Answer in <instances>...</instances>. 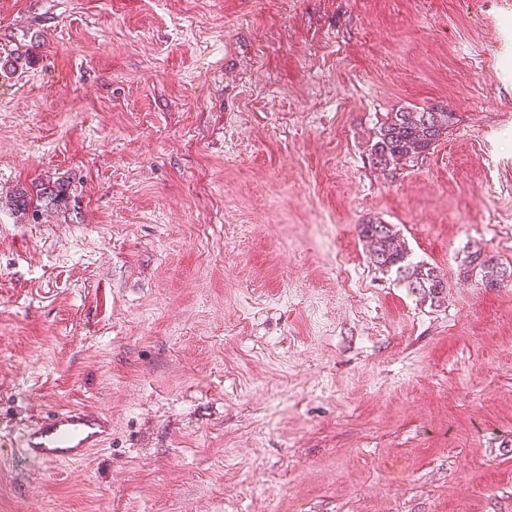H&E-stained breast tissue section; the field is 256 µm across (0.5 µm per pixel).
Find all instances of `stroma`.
I'll return each instance as SVG.
<instances>
[{"label": "stroma", "mask_w": 512, "mask_h": 512, "mask_svg": "<svg viewBox=\"0 0 512 512\" xmlns=\"http://www.w3.org/2000/svg\"><path fill=\"white\" fill-rule=\"evenodd\" d=\"M0 512H512V8L499 0H0ZM458 121L388 176V112ZM396 225L448 279L371 265ZM112 443L6 447L58 405ZM45 185V186H44ZM44 186L40 189V196L43 203V208L46 212L51 210L67 212L70 207V196L67 195V186L64 182L54 181L50 184H42ZM359 233L367 244L372 265L381 272H391L403 277L408 288L424 298L435 299L447 288L448 281L441 271L423 262L412 263L408 260V249L392 224L378 220H367L359 224ZM463 270L465 278L474 277V280L478 283L480 281L486 288L512 286V263L488 257L479 249L468 255Z\"/></svg>", "instance_id": "1"}]
</instances>
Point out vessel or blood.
<instances>
[{"label": "vessel or blood", "mask_w": 512, "mask_h": 512, "mask_svg": "<svg viewBox=\"0 0 512 512\" xmlns=\"http://www.w3.org/2000/svg\"><path fill=\"white\" fill-rule=\"evenodd\" d=\"M112 439V419L79 405L54 408L21 430L12 442L21 456L46 465L77 464Z\"/></svg>", "instance_id": "1"}]
</instances>
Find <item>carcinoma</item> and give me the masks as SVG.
<instances>
[{
  "label": "carcinoma",
  "mask_w": 512,
  "mask_h": 512,
  "mask_svg": "<svg viewBox=\"0 0 512 512\" xmlns=\"http://www.w3.org/2000/svg\"><path fill=\"white\" fill-rule=\"evenodd\" d=\"M456 122V113L443 105L403 107L388 112L374 128L370 145L371 163L393 175L412 167L424 159L448 135ZM40 199L46 209L66 212L70 196L63 182L47 183L40 189ZM9 209L20 219L39 217V209L31 208V197L17 190L8 200ZM359 233L367 244L372 265L381 272L395 271L403 277L413 291L434 299L448 287L447 278L441 271L422 262L408 260L405 241L393 225L378 220H367L359 225ZM463 277L473 278L486 288L512 286V263L498 261L477 249L465 261Z\"/></svg>",
  "instance_id": "1"
}]
</instances>
